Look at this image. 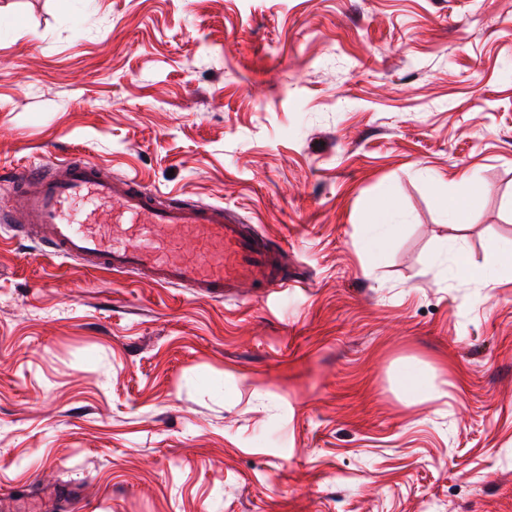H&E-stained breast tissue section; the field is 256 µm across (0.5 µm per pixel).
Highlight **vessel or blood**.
<instances>
[{"instance_id":"1","label":"vessel or blood","mask_w":512,"mask_h":512,"mask_svg":"<svg viewBox=\"0 0 512 512\" xmlns=\"http://www.w3.org/2000/svg\"><path fill=\"white\" fill-rule=\"evenodd\" d=\"M15 181L24 230L61 256L211 299L257 281L274 290L288 284L278 249L223 206L161 198L81 157L21 170ZM186 238L197 241L196 255L163 258L168 240Z\"/></svg>"}]
</instances>
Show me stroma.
<instances>
[{
    "label": "stroma",
    "mask_w": 512,
    "mask_h": 512,
    "mask_svg": "<svg viewBox=\"0 0 512 512\" xmlns=\"http://www.w3.org/2000/svg\"><path fill=\"white\" fill-rule=\"evenodd\" d=\"M70 155L223 206L298 285L42 255L13 175ZM454 241L512 250V0H0V506L512 512V277H452ZM360 239L362 248L371 255L382 254L398 224L394 222V207L389 201L376 205L369 214L368 224ZM399 383L404 390L423 398H430L438 393L429 385L423 371L416 365L405 364L402 366Z\"/></svg>",
    "instance_id": "obj_1"
}]
</instances>
